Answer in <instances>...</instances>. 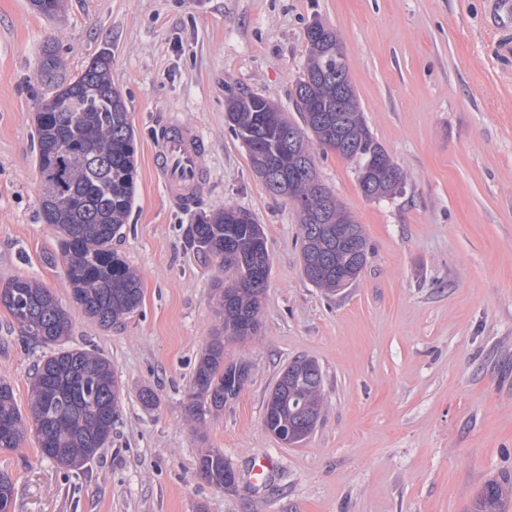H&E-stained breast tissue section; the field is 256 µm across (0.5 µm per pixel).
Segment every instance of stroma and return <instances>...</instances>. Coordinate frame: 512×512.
<instances>
[{"mask_svg":"<svg viewBox=\"0 0 512 512\" xmlns=\"http://www.w3.org/2000/svg\"><path fill=\"white\" fill-rule=\"evenodd\" d=\"M497 0H62L46 16L0 0V282L36 278L70 312L74 348L109 358L124 384L110 443L66 470L33 437L0 451L12 512H471L492 479L512 476V12ZM335 28L374 137L403 170L370 200L355 166L318 155L317 172L361 224L371 254L328 295L301 268L293 204L268 192L230 131L225 101L263 96L300 121L292 91L306 27ZM66 75L100 52L135 131L137 192L112 247L141 278V305L104 329L74 307L57 232L40 216L34 115L53 89L46 49ZM195 127L207 183L173 205L153 172L165 120ZM231 204L264 228L271 266L257 335L225 339L249 363L239 396L205 425L185 394L220 332L224 272L185 239L196 217ZM42 349L0 308V379L28 412ZM323 372L315 431L286 446L264 427L266 399L294 357ZM158 398L144 407L139 394ZM220 448L234 491L201 479ZM270 458L268 478L251 469Z\"/></svg>","mask_w":512,"mask_h":512,"instance_id":"obj_1","label":"stroma"}]
</instances>
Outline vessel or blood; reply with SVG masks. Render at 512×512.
Listing matches in <instances>:
<instances>
[{
	"label": "vessel or blood",
	"mask_w": 512,
	"mask_h": 512,
	"mask_svg": "<svg viewBox=\"0 0 512 512\" xmlns=\"http://www.w3.org/2000/svg\"><path fill=\"white\" fill-rule=\"evenodd\" d=\"M203 139L195 129L170 123L157 139L154 167L170 200L190 204L205 182L198 157Z\"/></svg>",
	"instance_id": "b4317fda"
}]
</instances>
